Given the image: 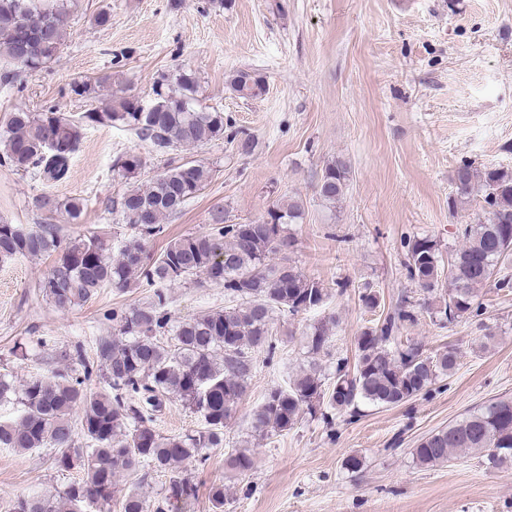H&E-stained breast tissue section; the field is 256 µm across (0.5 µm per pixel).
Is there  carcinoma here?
Returning <instances> with one entry per match:
<instances>
[{
	"label": "carcinoma",
	"instance_id": "1",
	"mask_svg": "<svg viewBox=\"0 0 512 512\" xmlns=\"http://www.w3.org/2000/svg\"><path fill=\"white\" fill-rule=\"evenodd\" d=\"M67 27L68 13L62 5L0 0V52L17 66L36 71L59 58ZM106 81L77 80L71 92L92 99ZM163 82L154 94L169 102L158 114L125 94L113 96L107 109L78 117L55 109L10 112L0 128V164L31 172L48 185L62 183L70 177L84 127L90 125L125 128L158 152L190 149L224 137V113L195 106L198 82L193 75L179 72ZM229 85L242 98L258 97L266 90L264 77L251 71L236 72ZM143 169L138 154H127L115 163L117 175L128 184L119 202L121 213L138 232V238L115 255L100 231L65 238L53 224L27 228L0 220V263L53 258L39 290L60 312L83 305L106 286L125 289L138 282L153 289L150 301L107 314L118 332L98 340L96 364L79 354L81 371L64 366L50 377H32L19 388L9 375L0 374V402L16 399L23 407L18 420L0 423V447L56 448L58 469L84 472L61 496L19 498L11 512H86L87 505L107 506L116 478L145 467L174 473L167 494L152 500L132 490L124 496L122 512H170L194 492L191 481L176 474L177 468L189 460H205L210 448L224 447V426L252 376V352L275 350L274 314L316 311L332 295V288L289 262L295 239L287 225L301 217L294 199L277 201L257 224L219 220L205 232L170 240L158 254L150 252L148 241L163 234L164 221L202 193L212 170L187 160L141 182ZM349 170L343 159L326 164L317 183L324 204L334 207L341 201ZM452 183V207L469 202L476 192L482 193L483 205L475 222L459 227L462 244L450 260L443 261L429 237L403 242L406 275L426 294L424 309L450 322L483 315L482 288H512V278L504 273L512 262V170L478 168L465 161L455 169ZM36 205L50 213L62 211L73 220L84 210L78 198L59 200L47 194L37 198ZM194 276L224 286L232 305L174 323L164 288ZM444 284L448 293L442 295L439 288ZM416 320L417 311L402 299L381 323L362 330L355 337L354 366L338 360L330 390L314 362L329 341L328 322L310 324L305 341L312 362L286 385L268 390L252 412L253 432L286 433L324 405L345 414L355 412L360 402L398 407L429 392L456 371L458 355L450 347L431 355L417 342L402 343L397 336L400 326ZM99 371L112 392L88 389ZM174 398L200 415L203 426L163 437L153 427L154 417ZM77 409L80 416L74 421L71 414ZM77 434L91 452L73 450ZM469 452L485 454L495 468L512 466V398L492 401L422 438L413 456L428 467ZM224 463L240 475L254 467L246 448L229 453Z\"/></svg>",
	"mask_w": 512,
	"mask_h": 512
}]
</instances>
